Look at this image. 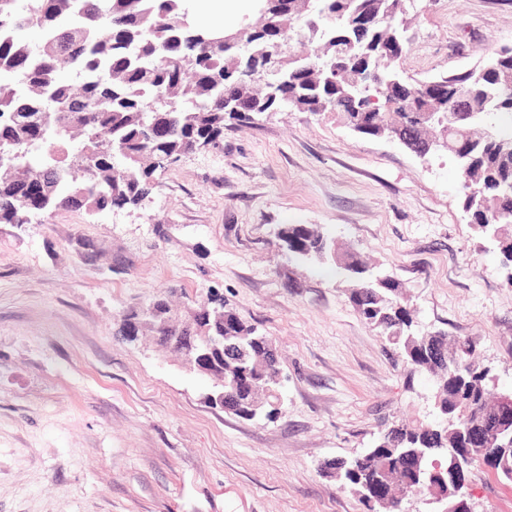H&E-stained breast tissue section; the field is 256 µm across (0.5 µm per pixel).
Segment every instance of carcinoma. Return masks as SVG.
I'll return each mask as SVG.
<instances>
[{
	"label": "carcinoma",
	"instance_id": "obj_1",
	"mask_svg": "<svg viewBox=\"0 0 512 512\" xmlns=\"http://www.w3.org/2000/svg\"><path fill=\"white\" fill-rule=\"evenodd\" d=\"M394 0H336L331 6L317 0L315 11L296 26L290 9L275 19L281 40L290 44L306 36L319 42L315 58L294 55L274 63L261 53L259 36H251L249 68L252 92L261 95L274 66L285 75L275 88L270 109L300 105L314 112L322 103L343 113L368 136L401 141L419 156L430 154V142L448 140V154L459 164L463 208L472 224L497 244L503 264L512 265V129L496 127L493 118L512 115V94L502 83L512 81V56L500 62L490 58L477 69L446 77L448 94L466 105L463 114L448 123V102L435 101L419 84L389 87L392 68L406 50ZM344 19L373 14L384 19L377 28L355 35L354 47L333 39V8ZM183 0H0V72L11 80L0 83V147L20 153L15 171H0V224L21 223L26 180L40 176L54 209L104 212L136 206L147 197L156 170L164 166L151 159L176 158L193 141L224 136L227 120L249 119L246 112L224 111V96L238 88L226 79L238 64L235 52L224 48V27L205 32L211 42L189 44L179 26ZM37 30L42 41L34 46L25 32ZM66 66L73 80L59 77ZM379 72L383 80L370 91L359 73ZM167 135L157 141L144 137L153 108ZM286 250L306 259L328 251L327 237L310 224H286L279 229ZM351 273L350 303L369 323L380 328L411 365L439 376L434 406L436 421L401 422L390 426L365 453L352 459H330L324 469L355 490L369 503V488L384 481L391 496L388 512H401L400 494L417 484L413 464L402 451L417 455L418 469L440 468L438 492L453 498L446 481L448 457L460 441L462 422L486 418L497 401L486 392L489 370L471 360L474 343L442 334L419 336L399 283L367 274L368 268L351 252L336 255ZM224 312V410L252 420L279 415L280 399L272 394L260 411L248 407V379L271 381L279 364L274 342L243 321L214 293L210 304L193 313L194 325L208 324L213 311ZM140 320L144 335L166 343L191 335L177 313L160 300L156 311L123 312L120 321ZM453 411L456 424L444 419ZM493 444L481 455L462 456L466 473L477 467L492 469L512 482V451L492 466Z\"/></svg>",
	"mask_w": 512,
	"mask_h": 512
}]
</instances>
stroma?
<instances>
[{"label": "stroma", "instance_id": "obj_1", "mask_svg": "<svg viewBox=\"0 0 512 512\" xmlns=\"http://www.w3.org/2000/svg\"><path fill=\"white\" fill-rule=\"evenodd\" d=\"M403 21L411 83L512 43V0H409ZM285 224L392 276L420 331L471 339L488 391L512 393V267L470 224L452 156L275 110L156 172L139 205L0 224V512H368L323 462L435 420V381L352 307L343 269L284 250ZM212 290L275 343L274 420L224 411L179 353L116 334L160 298L191 321ZM467 492L512 512L511 483L477 470Z\"/></svg>", "mask_w": 512, "mask_h": 512}]
</instances>
